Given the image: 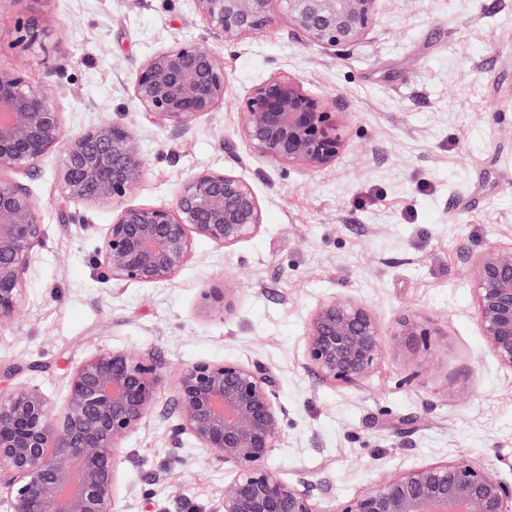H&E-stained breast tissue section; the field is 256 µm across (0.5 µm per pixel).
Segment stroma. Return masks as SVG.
Returning a JSON list of instances; mask_svg holds the SVG:
<instances>
[{"label": "stroma", "mask_w": 512, "mask_h": 512, "mask_svg": "<svg viewBox=\"0 0 512 512\" xmlns=\"http://www.w3.org/2000/svg\"><path fill=\"white\" fill-rule=\"evenodd\" d=\"M36 11L43 46L15 44ZM277 15L232 45L193 0H0V67L49 89L65 137L102 121L136 132L145 180L126 203H170L180 181L231 171L255 187L260 230L230 248L195 239L172 281H115L95 264L119 203L69 200L59 151L16 173L40 208L45 238L21 314L0 329V385L41 390L61 407L70 371L101 349L149 356L164 375L207 360L272 368L288 422L267 464L281 478L325 481L345 503L382 478L472 458L512 482V371L486 348L470 260L512 243V0H381L374 31L351 47L309 46ZM223 57L224 100L176 133L145 117L131 85L153 52L186 40ZM285 73L324 98L347 130L320 172L253 156L239 100ZM231 288L230 314L205 289ZM370 306L386 336L378 368L354 385H322L305 368L304 327L323 298ZM416 334L397 346L400 318ZM177 422L164 383L145 426L123 443L126 512H217L224 472L191 439L170 455Z\"/></svg>", "instance_id": "stroma-1"}]
</instances>
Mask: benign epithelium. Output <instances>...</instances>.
I'll return each mask as SVG.
<instances>
[{"label": "benign epithelium", "instance_id": "obj_1", "mask_svg": "<svg viewBox=\"0 0 512 512\" xmlns=\"http://www.w3.org/2000/svg\"><path fill=\"white\" fill-rule=\"evenodd\" d=\"M282 5L288 35L324 49L353 46L374 30L380 0H194L212 35L234 44L272 29L270 4ZM16 40L42 42L35 16L16 26ZM224 60L187 41L158 50L131 87L137 106L159 124L186 130L224 101ZM240 136L250 152L312 172L336 163L346 130L321 98L288 75L274 76L242 99ZM58 180L72 200L117 201L146 176L135 134L102 122L63 137L62 113L48 92L0 68V174L27 171L52 149ZM263 213L253 186L232 172L186 176L171 204L125 205L104 230L96 262L115 280H173L192 257L194 237L230 248L258 231ZM39 206L22 184L0 178V328L22 310L24 281L43 244ZM477 322L486 348L512 370V244L471 258ZM204 300L231 306L228 289ZM384 329L374 311L345 296L322 299L304 329L306 369L326 385L366 380L382 358ZM164 383L140 353L102 349L73 371L60 414L39 389L0 392V492L9 512H122L117 458L123 440L144 424ZM178 423L171 452L189 436L206 460L230 474L222 512H512V483L476 461L434 462L386 477L344 505L325 508V485L304 476L281 479L267 465L288 421L272 370L260 361H197L175 375Z\"/></svg>", "mask_w": 512, "mask_h": 512}]
</instances>
